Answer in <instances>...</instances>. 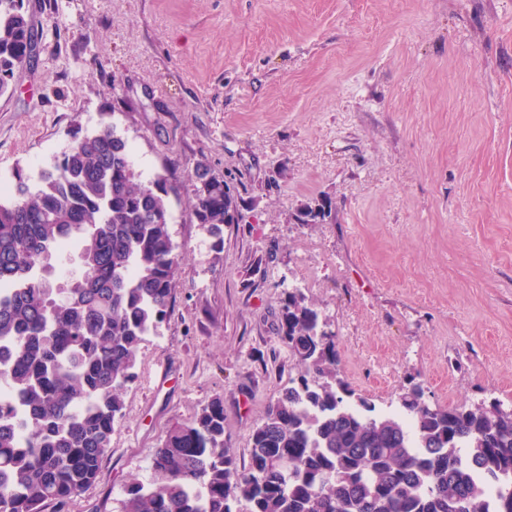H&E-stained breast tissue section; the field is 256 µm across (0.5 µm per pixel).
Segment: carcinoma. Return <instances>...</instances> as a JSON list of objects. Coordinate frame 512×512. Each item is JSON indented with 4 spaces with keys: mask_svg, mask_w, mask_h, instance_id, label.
I'll return each instance as SVG.
<instances>
[{
    "mask_svg": "<svg viewBox=\"0 0 512 512\" xmlns=\"http://www.w3.org/2000/svg\"><path fill=\"white\" fill-rule=\"evenodd\" d=\"M25 0H0V96L29 63ZM188 206L214 236L236 223L223 178L189 173ZM168 178L135 173L128 140L107 122L77 128L36 176L15 173L0 198V512H43L95 483L137 378L141 345L167 320L179 259ZM78 259L53 287L51 259ZM282 340L296 385L268 407L240 466L224 438V400L171 427L150 477L123 487L121 512H512V408L423 407L379 414L337 377L335 336L293 292Z\"/></svg>",
    "mask_w": 512,
    "mask_h": 512,
    "instance_id": "carcinoma-1",
    "label": "carcinoma"
}]
</instances>
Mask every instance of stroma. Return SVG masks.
Here are the masks:
<instances>
[{"mask_svg":"<svg viewBox=\"0 0 512 512\" xmlns=\"http://www.w3.org/2000/svg\"><path fill=\"white\" fill-rule=\"evenodd\" d=\"M28 5L39 52L0 97V180L107 121L142 180L178 190L169 317L65 512H121L166 431L218 395L246 461L300 371L280 332L291 291L378 411L412 381L433 406L512 408V0ZM202 157L237 204L217 238L186 202ZM322 201L328 214L298 221Z\"/></svg>","mask_w":512,"mask_h":512,"instance_id":"stroma-1","label":"stroma"}]
</instances>
